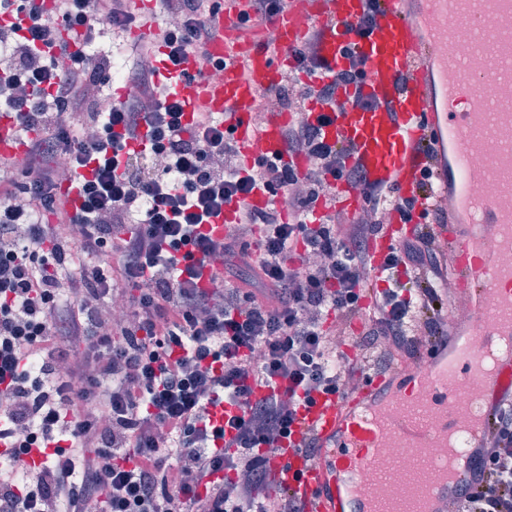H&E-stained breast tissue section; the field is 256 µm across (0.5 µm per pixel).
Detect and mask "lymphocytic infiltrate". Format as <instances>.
<instances>
[{
    "mask_svg": "<svg viewBox=\"0 0 512 512\" xmlns=\"http://www.w3.org/2000/svg\"><path fill=\"white\" fill-rule=\"evenodd\" d=\"M160 2L158 36L121 51L127 94L102 113L112 57L90 46L152 15L130 0H0V111L26 146L23 163L0 166V512H305L270 494L267 461L301 403L353 378L324 324L359 313L381 214L413 219L417 200L369 184L316 126L282 132L285 153L311 162L301 173L279 159L245 166L210 115L183 124L191 101L171 80L219 72L180 65L215 38L222 5ZM292 55L299 79L263 98L331 106L343 86L353 105L381 108L360 89L357 55L331 75L312 43ZM334 179L363 191L365 215L317 214ZM257 189L274 204L243 209L223 238L204 232ZM442 255L424 230L386 256L387 288L364 320L370 347L413 357L443 337ZM256 386L268 395L253 398ZM222 403L239 415L218 422ZM487 444L456 512H512V400ZM34 448L47 460L31 468Z\"/></svg>",
    "mask_w": 512,
    "mask_h": 512,
    "instance_id": "obj_1",
    "label": "lymphocytic infiltrate"
}]
</instances>
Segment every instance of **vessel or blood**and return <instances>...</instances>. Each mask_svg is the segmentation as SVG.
Wrapping results in <instances>:
<instances>
[{
	"label": "vessel or blood",
	"mask_w": 512,
	"mask_h": 512,
	"mask_svg": "<svg viewBox=\"0 0 512 512\" xmlns=\"http://www.w3.org/2000/svg\"><path fill=\"white\" fill-rule=\"evenodd\" d=\"M241 0H227L215 17L219 35L202 54H187L181 68L196 73L202 58L224 65L219 78L178 84V91L230 127L246 164L283 154L288 112L267 113L254 123L257 95L276 87L294 68L293 48L313 41L328 71L346 67L347 51L365 60V95L387 102L389 111L364 110L339 88L341 105L325 137L349 147L367 180L415 197L424 170H431L437 198L447 201L443 221L432 224L448 247L447 262L459 284L449 307L466 306L471 324L449 321L447 345L428 347L386 374H364L358 389L316 396L298 409L291 435L267 468L273 491H287L307 512H445L478 477L488 423L512 397V348L498 351L486 368L487 351L512 340V0H379L376 23L363 38L345 25L364 13L366 0H288L266 22L272 45L239 22ZM501 148L489 161L480 153L487 139ZM24 145L13 123L0 116V163ZM332 197L349 213L360 212V189L337 182ZM272 194L258 191L245 204L231 203L206 230L223 237L241 206L264 209ZM412 235L399 223L381 225L370 240L371 270L392 247ZM469 395L481 414L467 440V462L428 498L424 483L443 438L468 423L461 402ZM319 451L309 456L310 440ZM414 463L421 478L399 482L382 469L385 450Z\"/></svg>",
	"instance_id": "obj_1"
}]
</instances>
